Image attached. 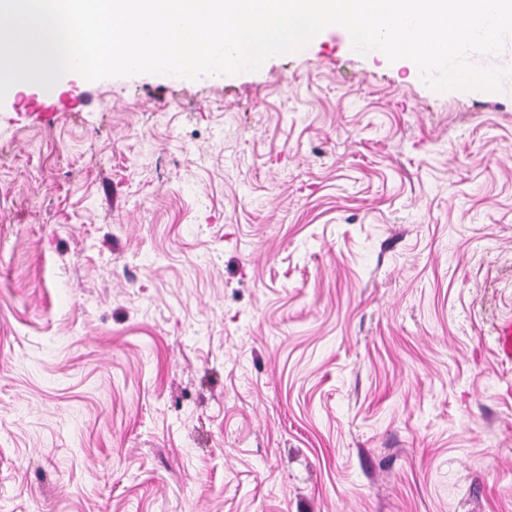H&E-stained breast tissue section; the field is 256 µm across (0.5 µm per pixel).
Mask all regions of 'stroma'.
Instances as JSON below:
<instances>
[{"label": "stroma", "mask_w": 512, "mask_h": 512, "mask_svg": "<svg viewBox=\"0 0 512 512\" xmlns=\"http://www.w3.org/2000/svg\"><path fill=\"white\" fill-rule=\"evenodd\" d=\"M0 101V512H512V94L326 30ZM55 98V87L53 86L50 90H37L35 92H22L16 96L17 103L23 106H28L32 110L41 109L46 103H59L60 109L51 112H71L75 110L76 106L81 103L79 95L74 94L71 91L60 92Z\"/></svg>", "instance_id": "1"}]
</instances>
